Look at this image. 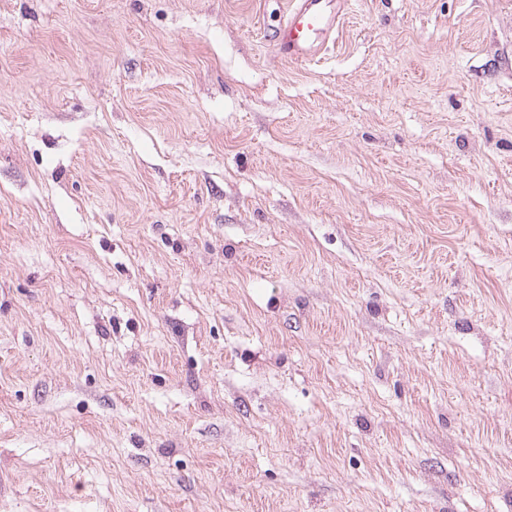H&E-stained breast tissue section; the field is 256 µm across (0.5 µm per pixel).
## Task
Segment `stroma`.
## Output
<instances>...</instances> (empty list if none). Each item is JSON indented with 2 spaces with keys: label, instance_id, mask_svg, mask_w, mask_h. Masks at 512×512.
Returning <instances> with one entry per match:
<instances>
[{
  "label": "stroma",
  "instance_id": "35a3bbf8",
  "mask_svg": "<svg viewBox=\"0 0 512 512\" xmlns=\"http://www.w3.org/2000/svg\"><path fill=\"white\" fill-rule=\"evenodd\" d=\"M0 0V512H512V0ZM351 6V0H290L285 18L270 37L290 62H318L335 49Z\"/></svg>",
  "mask_w": 512,
  "mask_h": 512
}]
</instances>
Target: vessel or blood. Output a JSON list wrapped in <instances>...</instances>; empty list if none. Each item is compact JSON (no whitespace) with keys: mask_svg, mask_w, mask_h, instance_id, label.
<instances>
[{"mask_svg":"<svg viewBox=\"0 0 512 512\" xmlns=\"http://www.w3.org/2000/svg\"><path fill=\"white\" fill-rule=\"evenodd\" d=\"M351 6L352 0H289L286 15L271 39L290 62L320 61L334 50Z\"/></svg>","mask_w":512,"mask_h":512,"instance_id":"vessel-or-blood-1","label":"vessel or blood"}]
</instances>
